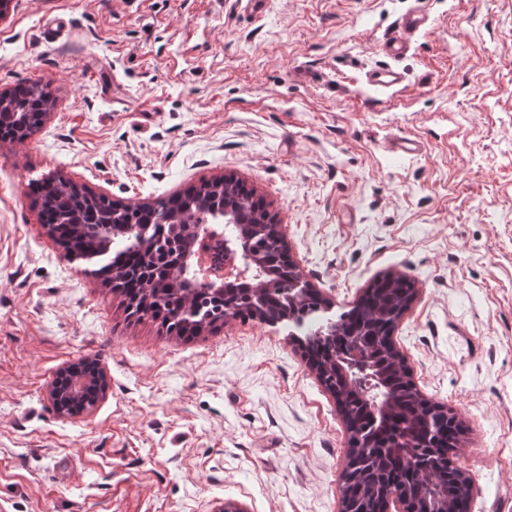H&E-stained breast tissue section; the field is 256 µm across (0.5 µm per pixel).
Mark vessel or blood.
<instances>
[{
  "label": "vessel or blood",
  "mask_w": 512,
  "mask_h": 512,
  "mask_svg": "<svg viewBox=\"0 0 512 512\" xmlns=\"http://www.w3.org/2000/svg\"><path fill=\"white\" fill-rule=\"evenodd\" d=\"M428 32L429 18L421 10H412L402 15L394 33L381 45V51L390 63L385 67L372 68L366 73V88L373 93L401 88L405 76L397 68L396 62L407 54L415 37Z\"/></svg>",
  "instance_id": "1"
}]
</instances>
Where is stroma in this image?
Masks as SVG:
<instances>
[{
    "label": "stroma",
    "instance_id": "obj_1",
    "mask_svg": "<svg viewBox=\"0 0 512 512\" xmlns=\"http://www.w3.org/2000/svg\"><path fill=\"white\" fill-rule=\"evenodd\" d=\"M411 9L433 33L401 91L367 92ZM20 83L51 107L0 143V512H340L349 434L287 327L187 338L131 315L29 189L156 203L225 174L265 199L329 318L376 278L413 283L393 341L465 428L471 512H512V0H10L0 91ZM83 359L107 392L60 416L48 388Z\"/></svg>",
    "mask_w": 512,
    "mask_h": 512
}]
</instances>
